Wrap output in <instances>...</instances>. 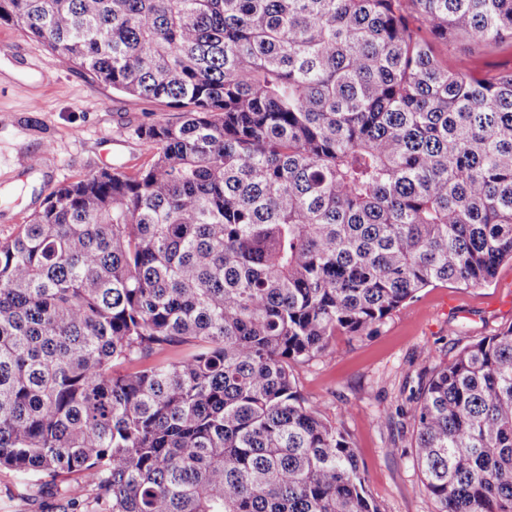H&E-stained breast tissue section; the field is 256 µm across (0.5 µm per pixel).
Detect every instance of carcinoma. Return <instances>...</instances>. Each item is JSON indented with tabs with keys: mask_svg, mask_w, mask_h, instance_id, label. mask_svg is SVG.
Returning a JSON list of instances; mask_svg holds the SVG:
<instances>
[{
	"mask_svg": "<svg viewBox=\"0 0 512 512\" xmlns=\"http://www.w3.org/2000/svg\"><path fill=\"white\" fill-rule=\"evenodd\" d=\"M180 124L0 241V468L88 512H380L293 367L512 260V0H0ZM196 342L199 351L159 360ZM438 512H512V327L409 398ZM437 58L448 67L462 65L481 78H491L512 70V51L490 50L466 40H458L451 46L437 44Z\"/></svg>",
	"mask_w": 512,
	"mask_h": 512,
	"instance_id": "1",
	"label": "carcinoma"
}]
</instances>
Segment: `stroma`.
<instances>
[{
  "mask_svg": "<svg viewBox=\"0 0 512 512\" xmlns=\"http://www.w3.org/2000/svg\"><path fill=\"white\" fill-rule=\"evenodd\" d=\"M449 67L481 78L512 70L511 50L465 40L436 45ZM165 103L131 97L69 66L21 27L0 21V241L40 210L58 185L101 169L132 172L151 155L138 129L176 123ZM40 157L26 167L29 155ZM512 327V261L493 283L431 286L372 333L333 337L323 355L296 365L297 389L309 406L351 441L369 493L381 512H437L413 460L406 398L431 370L463 347ZM27 477L0 470V512H82L89 491L71 477L49 480L40 500Z\"/></svg>",
  "mask_w": 512,
  "mask_h": 512,
  "instance_id": "stroma-1",
  "label": "stroma"
}]
</instances>
